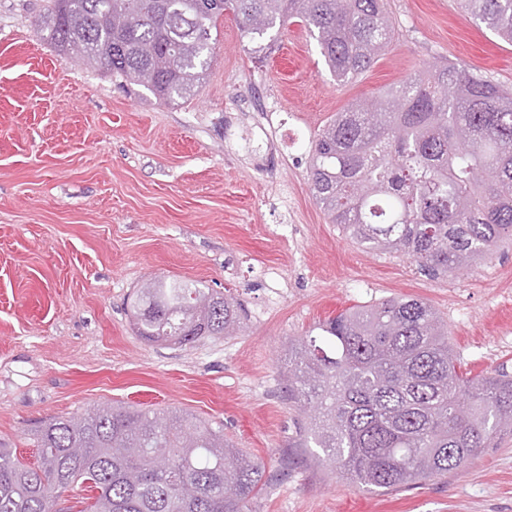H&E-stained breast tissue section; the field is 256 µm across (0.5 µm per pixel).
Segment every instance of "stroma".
<instances>
[{"label":"stroma","instance_id":"35a3bbf8","mask_svg":"<svg viewBox=\"0 0 512 512\" xmlns=\"http://www.w3.org/2000/svg\"><path fill=\"white\" fill-rule=\"evenodd\" d=\"M47 6L0 0V448L34 464L44 420L130 404L223 427L261 460L252 512H512V437L448 476L373 492L299 447L307 417L284 380L291 342L395 296L447 321L463 369L512 374V243L433 277L355 244L309 180L310 143L336 112L435 63L512 88V44L458 0H388L394 40L339 84L302 23L260 62L227 15L203 80L165 103L58 56L38 29ZM163 275L234 298L237 334L138 336L132 301Z\"/></svg>","mask_w":512,"mask_h":512}]
</instances>
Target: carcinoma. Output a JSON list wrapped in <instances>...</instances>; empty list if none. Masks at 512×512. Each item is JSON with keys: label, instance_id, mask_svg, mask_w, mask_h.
Listing matches in <instances>:
<instances>
[{"label": "carcinoma", "instance_id": "obj_1", "mask_svg": "<svg viewBox=\"0 0 512 512\" xmlns=\"http://www.w3.org/2000/svg\"><path fill=\"white\" fill-rule=\"evenodd\" d=\"M512 43V0H461ZM233 15L263 49L298 19L332 76L369 69L395 28L385 0H50L39 28L61 57L84 61L165 101L212 62V31ZM311 190L331 223L364 249L400 253L440 275L512 241V90L458 64L420 71L336 113L312 142ZM137 333L180 344L240 328L231 298L153 279L132 304ZM288 345V399L308 415L320 462L375 489L422 484L512 435V376H468L448 324L427 302L353 306ZM37 464L0 448V512H59L76 487L83 512H247L265 467L190 415L119 406L51 418Z\"/></svg>", "mask_w": 512, "mask_h": 512}]
</instances>
